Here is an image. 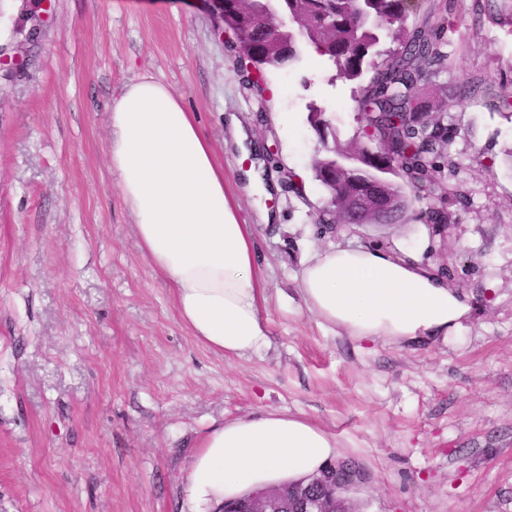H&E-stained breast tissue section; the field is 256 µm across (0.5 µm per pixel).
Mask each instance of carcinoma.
<instances>
[{
  "label": "carcinoma",
  "instance_id": "1",
  "mask_svg": "<svg viewBox=\"0 0 512 512\" xmlns=\"http://www.w3.org/2000/svg\"><path fill=\"white\" fill-rule=\"evenodd\" d=\"M420 0H239L241 27L252 40L256 61L277 70L300 59L312 45L336 69V77L354 80L364 71L371 72L367 84L360 89L358 102L372 97H408L413 111L405 128L410 141H425L431 150L421 164L424 175L435 172V159L441 156L451 140V130L440 115L425 120L417 115L430 106L420 108L418 85L426 68L446 67V55L439 48V27L425 22L407 26L410 16L417 14ZM282 15L295 24V38L288 47L280 48L270 39L271 17ZM389 35L400 48L381 53L376 50L383 36ZM355 134L351 145L337 144L327 148L324 159L336 160L341 175L358 185L382 183L388 193L404 202L395 223L410 220L411 199L418 197L414 183L402 174V161L391 151L374 153L371 144ZM448 202L465 207L469 200L462 187L450 182L443 187Z\"/></svg>",
  "mask_w": 512,
  "mask_h": 512
}]
</instances>
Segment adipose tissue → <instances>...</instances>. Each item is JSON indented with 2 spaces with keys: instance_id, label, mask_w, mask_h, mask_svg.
Returning <instances> with one entry per match:
<instances>
[{
  "instance_id": "obj_1",
  "label": "adipose tissue",
  "mask_w": 512,
  "mask_h": 512,
  "mask_svg": "<svg viewBox=\"0 0 512 512\" xmlns=\"http://www.w3.org/2000/svg\"><path fill=\"white\" fill-rule=\"evenodd\" d=\"M109 157L137 246L170 282L182 322L203 346L227 356L264 347L261 275L253 225L242 223L214 149L180 95L150 75L112 100ZM299 294L327 329L359 342L447 340L472 315L469 295L412 254L336 247L302 263ZM336 440L302 416L252 413L212 426L188 476L196 512H222L228 498L313 475Z\"/></svg>"
}]
</instances>
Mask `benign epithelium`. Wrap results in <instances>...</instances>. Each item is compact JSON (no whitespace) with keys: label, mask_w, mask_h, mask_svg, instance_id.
I'll use <instances>...</instances> for the list:
<instances>
[{"label":"benign epithelium","mask_w":512,"mask_h":512,"mask_svg":"<svg viewBox=\"0 0 512 512\" xmlns=\"http://www.w3.org/2000/svg\"><path fill=\"white\" fill-rule=\"evenodd\" d=\"M27 60L18 53L0 47V71L18 76L24 73ZM329 185L328 205L320 214L319 228L336 234L342 229L352 232L370 225L385 226L388 214L397 204L373 186L357 193L348 184L336 181V167L323 175ZM365 481V473L353 462L327 464L318 473L296 483L266 489L231 504L224 512H357L349 492Z\"/></svg>","instance_id":"obj_1"}]
</instances>
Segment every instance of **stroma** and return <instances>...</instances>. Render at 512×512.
I'll return each instance as SVG.
<instances>
[{
  "mask_svg": "<svg viewBox=\"0 0 512 512\" xmlns=\"http://www.w3.org/2000/svg\"><path fill=\"white\" fill-rule=\"evenodd\" d=\"M0 0V45L28 59L0 75V512H192V461L211 426L258 409L299 413L366 473L363 512H512V0H423L445 18L449 68L425 73L454 134L436 160L466 208L320 234L310 163L349 142L360 84L309 54L263 86L208 0ZM143 75L182 95L228 191L257 226L269 343L241 357L201 345L167 279L139 251L109 159L114 90ZM327 129H313L310 109ZM235 114L276 185L257 224L224 145ZM422 251H415L416 243ZM377 245L447 261L473 316L447 342L365 348L299 298L301 261Z\"/></svg>",
  "mask_w": 512,
  "mask_h": 512,
  "instance_id": "35a3bbf8",
  "label": "stroma"
}]
</instances>
